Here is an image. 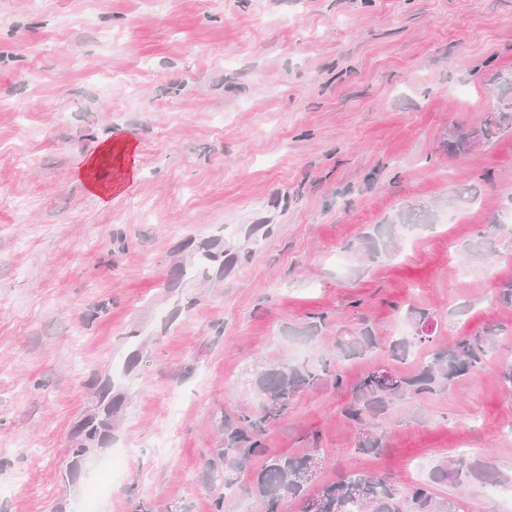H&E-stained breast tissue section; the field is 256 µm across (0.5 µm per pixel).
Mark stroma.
Returning a JSON list of instances; mask_svg holds the SVG:
<instances>
[{"mask_svg":"<svg viewBox=\"0 0 512 512\" xmlns=\"http://www.w3.org/2000/svg\"><path fill=\"white\" fill-rule=\"evenodd\" d=\"M512 0H0V512H263L212 479L224 417L259 413L249 369L343 359L264 438L406 488L445 460L512 480ZM504 117L469 155L446 129ZM129 141L110 205L81 160ZM426 211L427 224L399 214ZM397 252L362 263L369 233ZM435 316L436 351L497 331L482 369L397 403L354 451L353 385ZM326 326L312 336L317 317ZM380 339L372 324L363 321L362 327L350 336H336V356L342 358H355L364 356L378 348Z\"/></svg>","mask_w":512,"mask_h":512,"instance_id":"35a3bbf8","label":"stroma"}]
</instances>
